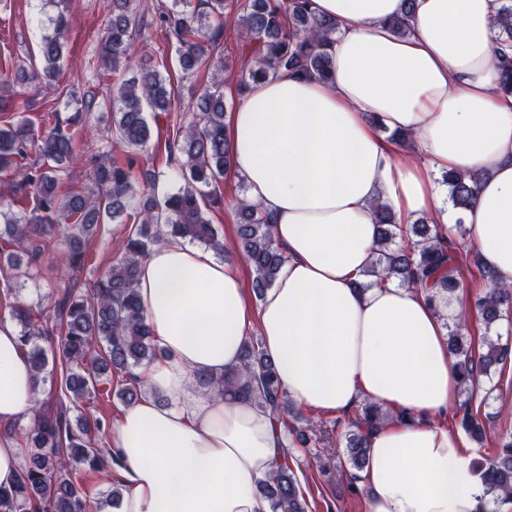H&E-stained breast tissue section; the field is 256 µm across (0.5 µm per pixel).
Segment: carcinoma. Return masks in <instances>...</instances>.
I'll return each instance as SVG.
<instances>
[{"instance_id":"1","label":"carcinoma","mask_w":512,"mask_h":512,"mask_svg":"<svg viewBox=\"0 0 512 512\" xmlns=\"http://www.w3.org/2000/svg\"><path fill=\"white\" fill-rule=\"evenodd\" d=\"M231 2L239 16L245 49L235 88L244 96L252 84L281 70L304 77L326 78L332 67L329 50L337 23L318 17L311 0H204L206 9L188 11L166 9L147 19L134 0H109L110 11L98 57L87 61V69L96 76H119L132 69L134 74L122 80L112 96L97 101L98 94L88 90L71 93L74 106L65 116H55L53 126L35 135L26 122L0 126V173L14 178L11 195L0 196V265L32 277L40 254L47 243L59 244V264L71 276L73 285L54 306L55 324L46 330L35 322L33 309L23 305L12 308L21 325V344L31 345L30 360L42 374L45 358L34 346V337L58 336L59 390L52 402L36 403L32 426L20 436L25 465L18 484L9 490L0 488V512H39L49 505L51 512H106L119 507L124 490L114 487L102 499L86 493L78 468L97 471L106 462L104 450L92 445L95 433L106 435L100 419L80 416L71 420L77 400L96 390L102 378L131 369L161 356L150 328L145 322L137 288L140 263L151 248L168 237L199 242L217 253L224 252V241L207 216V209L219 203L218 194L205 189L220 183L230 165V145L224 133V93L204 90L196 103L198 120L177 128L173 140L151 143V122L164 117L174 122V82H183L211 65L212 53L224 35V9ZM59 9L44 22L39 51L41 68L19 67L15 79L0 76V112H8L13 100L6 87L13 83H54L62 68V42L69 27L68 0H57ZM148 24H157L166 37L175 41L178 75L161 72L154 63L151 45L143 40L136 46L134 36ZM494 54L499 71L500 90L512 95V2L500 8ZM112 111L110 139L125 149V160L118 161L107 150L96 156L89 170V185L79 191H64L61 184L77 160L78 145L85 131L89 112L96 104ZM154 145L156 163L137 185L134 167L141 153ZM178 184L173 192L159 193L160 178ZM482 178L478 172L468 175L446 173L452 203L468 207L474 200ZM24 204L22 215L11 208ZM237 247L253 272L252 288L260 298L276 278L284 261L271 235L266 215L245 201L237 205ZM379 224L378 256L366 276L375 283L409 279L430 280L438 275L455 282L466 257L454 246V232L463 228L454 224L443 228L421 219L406 225L404 247H395L394 221L384 206L374 207ZM125 224L122 258L98 279L94 288L77 287L78 273L92 252L101 226ZM475 307L487 330L512 311V288L492 285L478 297ZM466 322L448 332V350L456 358L467 393L475 378L493 381L512 358V347L498 336L484 338L483 351L475 353L463 340ZM134 385L119 391L118 397L132 402L142 395L144 381L131 376ZM202 386L231 390L242 398H252L270 409L278 425L284 424L281 412L288 411V397L281 390L276 368L263 351L258 337L244 343L240 365L224 372L214 381L204 379ZM455 417L469 438L480 444L486 436V421L468 400L455 411ZM389 419L382 408L364 403L345 434L348 461L361 470L369 452V435ZM303 426L287 430L302 448L309 447L316 425L299 418ZM485 493L493 501H512V433L501 435L496 451L476 467ZM271 512H306L298 480L285 459L275 462L271 472L258 485Z\"/></svg>"}]
</instances>
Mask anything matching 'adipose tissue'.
I'll list each match as a JSON object with an SVG mask.
<instances>
[{
    "mask_svg": "<svg viewBox=\"0 0 512 512\" xmlns=\"http://www.w3.org/2000/svg\"><path fill=\"white\" fill-rule=\"evenodd\" d=\"M502 3L313 0L338 24L330 79L283 70L225 113L228 174L284 260L255 308L238 270L209 250L171 238L142 262L138 291L162 354L144 370L146 396L107 429L119 512H269L257 483L283 452L280 431L254 402L198 384L239 365L253 329L290 400L396 412L370 438L367 512H483L472 454L443 422L460 402L447 340L469 309L464 285L356 283L377 252L380 202L401 225L465 224L483 267L512 287V96L493 54ZM404 17L399 38L389 23ZM475 169V201L454 207L439 178ZM43 389L15 321L1 317L2 489L20 478L17 428Z\"/></svg>",
    "mask_w": 512,
    "mask_h": 512,
    "instance_id": "obj_1",
    "label": "adipose tissue"
}]
</instances>
